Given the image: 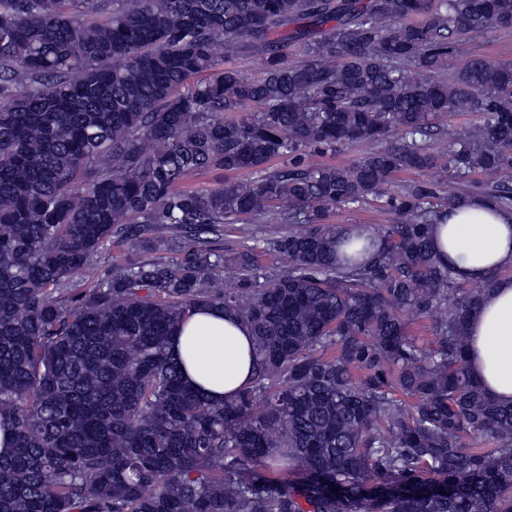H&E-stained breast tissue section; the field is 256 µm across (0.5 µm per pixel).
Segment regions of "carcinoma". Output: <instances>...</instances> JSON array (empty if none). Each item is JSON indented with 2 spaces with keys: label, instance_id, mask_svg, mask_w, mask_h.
<instances>
[{
  "label": "carcinoma",
  "instance_id": "carcinoma-1",
  "mask_svg": "<svg viewBox=\"0 0 512 512\" xmlns=\"http://www.w3.org/2000/svg\"><path fill=\"white\" fill-rule=\"evenodd\" d=\"M511 26L512 0H0V512H512V403L466 360L491 281L431 246L460 195L390 194L490 170L478 196L512 212V62L458 61ZM360 141L384 147L305 162ZM382 199L344 252L328 211ZM226 224L268 225L284 265L215 250ZM112 242L138 253L101 274ZM200 306L252 331L221 404L168 352ZM440 172L437 170H429L422 172H406L399 176V180L391 187L393 192H400L406 185L419 183L430 185L441 181Z\"/></svg>",
  "mask_w": 512,
  "mask_h": 512
}]
</instances>
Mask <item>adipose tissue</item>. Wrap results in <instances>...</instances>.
I'll return each instance as SVG.
<instances>
[{
    "label": "adipose tissue",
    "mask_w": 512,
    "mask_h": 512,
    "mask_svg": "<svg viewBox=\"0 0 512 512\" xmlns=\"http://www.w3.org/2000/svg\"><path fill=\"white\" fill-rule=\"evenodd\" d=\"M435 251L460 282L488 279L491 290L470 322L469 368L485 391L512 401V213L465 197L432 227ZM252 333L246 322L216 307L193 310L173 331L169 352L187 385L210 401L234 395L252 380Z\"/></svg>",
    "instance_id": "ef3b65f1"
}]
</instances>
